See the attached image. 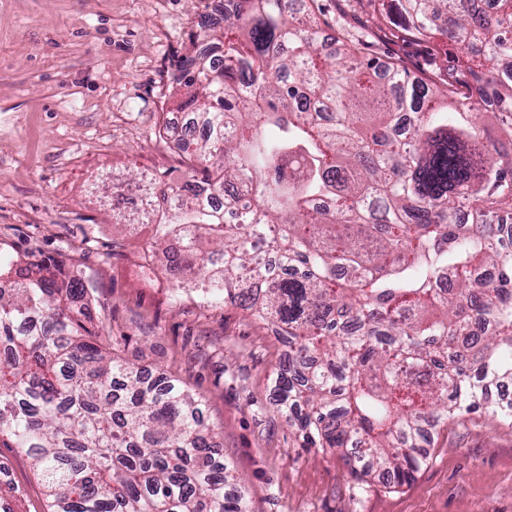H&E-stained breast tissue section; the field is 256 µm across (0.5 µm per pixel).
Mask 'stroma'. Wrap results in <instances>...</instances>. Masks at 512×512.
Returning <instances> with one entry per match:
<instances>
[{
    "label": "stroma",
    "mask_w": 512,
    "mask_h": 512,
    "mask_svg": "<svg viewBox=\"0 0 512 512\" xmlns=\"http://www.w3.org/2000/svg\"><path fill=\"white\" fill-rule=\"evenodd\" d=\"M319 6L323 32L371 35L379 56L424 68L423 46L379 19V0ZM223 9L224 0H0V259L69 258L95 276L93 323L123 337L132 363L203 396L250 512H512V426L483 409L430 429L427 464L399 485L375 472L351 478L340 455L300 447L270 403L285 351L270 323L177 296L162 266L143 282V238L114 233L89 195L112 168L181 169L157 131L178 58L208 47L200 18ZM0 464L20 512H47L26 456L0 447Z\"/></svg>",
    "instance_id": "obj_1"
}]
</instances>
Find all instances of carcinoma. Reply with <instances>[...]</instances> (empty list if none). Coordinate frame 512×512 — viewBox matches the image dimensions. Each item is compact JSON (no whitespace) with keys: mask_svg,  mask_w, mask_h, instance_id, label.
<instances>
[{"mask_svg":"<svg viewBox=\"0 0 512 512\" xmlns=\"http://www.w3.org/2000/svg\"><path fill=\"white\" fill-rule=\"evenodd\" d=\"M476 3L394 0L436 66L416 75L349 39L322 52L318 0H226L222 69L177 61L176 111L210 128L184 140L186 173L112 172L113 227L151 228V259L183 262L179 292L278 326L275 406L354 478L409 480L426 423L483 406L512 421L491 401L512 380V296L480 278L512 282V0ZM190 181L237 192L217 210ZM66 266L0 262V447L32 461L50 512H248L202 399L87 326L96 281Z\"/></svg>","mask_w":512,"mask_h":512,"instance_id":"carcinoma-1","label":"carcinoma"}]
</instances>
